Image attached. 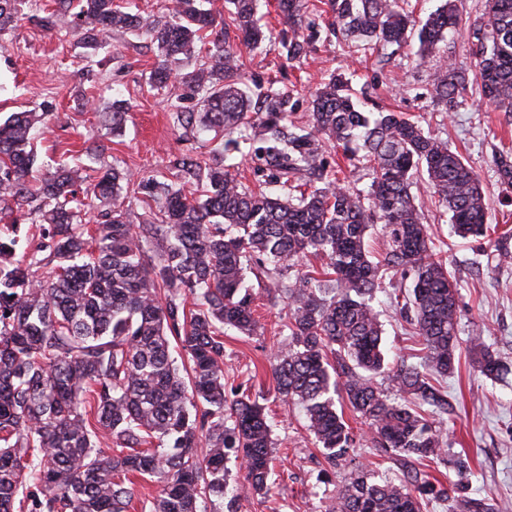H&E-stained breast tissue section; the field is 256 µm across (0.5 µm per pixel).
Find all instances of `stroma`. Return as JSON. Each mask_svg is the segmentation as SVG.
<instances>
[{"mask_svg":"<svg viewBox=\"0 0 512 512\" xmlns=\"http://www.w3.org/2000/svg\"><path fill=\"white\" fill-rule=\"evenodd\" d=\"M52 25H44L45 16ZM305 23L320 31L317 51L306 60L286 63L281 48L263 43L245 57L249 83L279 77L296 84V113L305 115L309 94L323 75L351 74L365 87L370 103L386 105L421 121L425 130L446 139L478 175L489 202L492 239L454 235L449 213L434 201L424 203L436 247L447 249L448 268L458 289V356L443 380L454 411L448 417V442L455 455L468 459L467 493L512 504V187L500 183L494 154L512 147V121L480 101L476 91L460 98L448 112H434L429 84L430 63L419 62L415 47L395 54L357 56L329 35L330 18L308 9ZM160 59L156 43L144 33L114 32L93 45L74 33L71 18L56 12L54 0H21L14 28L0 33V118L30 110L46 113L34 130L40 165H81L94 175L118 168L133 177L173 181L175 157L223 148V137L198 127L179 125L170 112L167 91L151 89L149 76ZM130 105L120 130L102 115L114 100ZM261 326L247 336L224 333L225 371L251 388L274 418V489L263 498L253 494L236 463H229L240 512H324L326 504L355 473L395 477L418 468L415 462L377 451L367 424L355 426V461L329 465L305 428L301 409L284 406L276 396L272 364L284 343L281 320L288 310L280 294L256 283ZM390 285L375 293L380 311L382 349L388 363L409 359L413 340L391 295ZM506 365L497 378L475 367L469 341L476 330Z\"/></svg>","mask_w":512,"mask_h":512,"instance_id":"35a3bbf8","label":"stroma"}]
</instances>
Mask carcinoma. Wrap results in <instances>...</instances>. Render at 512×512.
Segmentation results:
<instances>
[{"mask_svg":"<svg viewBox=\"0 0 512 512\" xmlns=\"http://www.w3.org/2000/svg\"><path fill=\"white\" fill-rule=\"evenodd\" d=\"M73 11L74 31L93 41L113 31L141 32L157 43L161 63L151 83L178 82L200 94L201 112H179L183 125L224 133L223 156H191L174 168L180 181L134 180L107 169L86 187L101 203L96 224L77 222L76 167L41 171L31 131L45 114L14 112L0 122V204L38 219L41 242L18 252L19 218L0 228V512H129L135 479L157 494L141 512H238L224 501L233 457L251 490L271 494L270 414L248 389L224 384V328L251 335L260 327L253 267L283 287L287 342L275 357V390L300 406L327 462L348 456L352 427L336 409L345 397L373 433L377 450L409 459L442 460L458 477V512H509L467 495L469 466L448 457V395L436 379L457 359L458 289L448 258L431 245L412 188L426 189L452 213L456 233L489 237L488 202L479 178L448 142L403 112L366 111L343 72L322 79L309 123L293 120V91L276 78L246 85L243 54L272 32L259 0H224L227 17L201 0H171L151 18L119 0H58ZM408 0H322L348 53L402 46L418 30L420 60H435L431 86L445 107L467 94L474 76L485 103L512 117V0H484L463 21L452 0L416 27ZM307 0H276L278 44L293 62L316 49L306 31ZM18 21V0H0V33ZM467 27L471 58L437 57L445 35ZM236 41L226 42L224 29ZM204 48L207 62L180 75ZM369 164L364 197L330 165L329 149ZM252 154L281 195L246 187L236 154ZM501 183L512 186V150L494 157ZM155 204L154 224H132L123 188ZM385 230L384 256L373 261L367 231ZM154 242L153 255L144 244ZM321 266L303 270L306 255ZM412 278L394 300L412 313L420 338L416 362L389 368L373 294L387 278ZM182 365H176L172 350ZM477 371L494 376L500 361L483 333L470 338ZM386 374L410 401H391L373 378ZM436 478L384 479L363 474L339 491L325 512H421L446 501Z\"/></svg>","mask_w":512,"mask_h":512,"instance_id":"cac0c4a2","label":"carcinoma"}]
</instances>
